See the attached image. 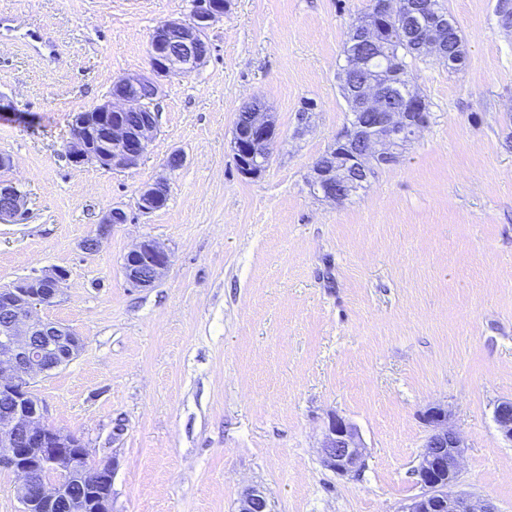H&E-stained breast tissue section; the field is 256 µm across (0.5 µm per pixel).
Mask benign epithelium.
<instances>
[{"instance_id":"benign-epithelium-1","label":"benign epithelium","mask_w":512,"mask_h":512,"mask_svg":"<svg viewBox=\"0 0 512 512\" xmlns=\"http://www.w3.org/2000/svg\"><path fill=\"white\" fill-rule=\"evenodd\" d=\"M229 0H196L193 21L170 20L154 31L149 52V72L123 76L113 83L103 102L75 118L67 149L76 164L96 163L106 169L136 167L158 132L157 115L150 113L134 127L118 120L125 112H144L140 95L149 87L159 94L162 82L180 73L188 74L205 65L208 53L196 50L203 29L223 17ZM397 20L406 30L423 28L429 39L428 55H446L443 41L448 36V15L427 11L418 0H374L367 13L350 28L345 74L360 112L337 138L345 146L336 155V144L328 147L329 160H318L308 178L311 193L341 204L358 192L374 170L399 160L416 133L429 123L423 106L407 112L386 106L390 97L410 89L405 79L375 69L365 48L378 44L382 24ZM180 39L184 51L177 56L170 48L171 37ZM277 138L272 113L255 106L246 126L236 130L232 148L242 173L254 177L268 166ZM169 185L156 181L141 189L138 208L153 212L166 203ZM27 196L12 182L0 183V220L17 221L26 212ZM123 220L119 209L105 212L96 235L82 243L86 253L98 251L101 239L112 225ZM170 265L167 249L154 240L143 239L126 254L124 276L134 288H149L159 282ZM68 271L53 267L0 287V398L10 407L0 412V470L16 475V496L21 512H112V477L117 462L87 466L89 449L76 434L50 425L45 407L35 392V380L71 363L83 348V338L69 327L48 321L40 309L52 305L62 293ZM494 420L502 438L512 444V399L498 402ZM424 421L430 431L418 456L416 475L424 493L403 512H499L492 501L466 493L451 494L461 468L464 440L448 425V412L429 408ZM321 455L330 469L349 474L365 456L357 428L340 416L330 418ZM239 512H269L263 491L244 490Z\"/></svg>"}]
</instances>
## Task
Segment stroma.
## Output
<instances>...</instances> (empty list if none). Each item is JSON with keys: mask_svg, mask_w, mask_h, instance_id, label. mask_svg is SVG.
Listing matches in <instances>:
<instances>
[{"mask_svg": "<svg viewBox=\"0 0 512 512\" xmlns=\"http://www.w3.org/2000/svg\"><path fill=\"white\" fill-rule=\"evenodd\" d=\"M441 2L465 38L463 68L408 60L428 126L334 204L307 177L348 123L337 73L371 0H232L207 32V63L165 83L158 133L126 171L72 162L71 124L148 71L154 30L189 18L193 0H0V96L15 105L0 116L13 159L0 182L29 210L0 222V285L69 272L41 315L84 347L36 390L90 463L117 460L112 512H238L248 487L270 512H400L422 492L435 405L466 445L456 490L512 512V445L493 418L512 398V31L497 0ZM253 101L278 130L255 178L231 144ZM160 179L165 206L141 212L139 189ZM111 207L127 223L84 253ZM145 238L170 266L132 288L124 256ZM334 415L366 447L349 475L321 461Z\"/></svg>", "mask_w": 512, "mask_h": 512, "instance_id": "obj_1", "label": "stroma"}]
</instances>
